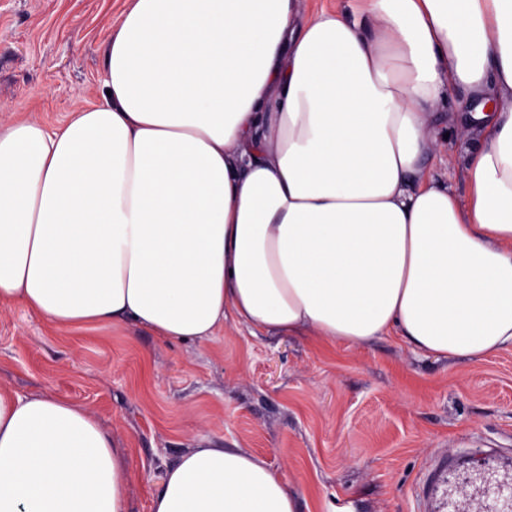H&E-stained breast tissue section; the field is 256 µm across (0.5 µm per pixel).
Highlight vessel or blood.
<instances>
[{
	"label": "vessel or blood",
	"instance_id": "vessel-or-blood-1",
	"mask_svg": "<svg viewBox=\"0 0 512 512\" xmlns=\"http://www.w3.org/2000/svg\"><path fill=\"white\" fill-rule=\"evenodd\" d=\"M447 455L428 463L415 496L424 512H512V469L490 465L468 486L449 483Z\"/></svg>",
	"mask_w": 512,
	"mask_h": 512
}]
</instances>
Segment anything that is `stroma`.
<instances>
[{
  "mask_svg": "<svg viewBox=\"0 0 512 512\" xmlns=\"http://www.w3.org/2000/svg\"><path fill=\"white\" fill-rule=\"evenodd\" d=\"M127 0H0V132L54 126L100 102L104 47ZM479 132L426 174L466 196ZM0 387L87 408L125 451L127 512H150L167 464L240 448L296 489L299 512H416L411 487L437 452L512 461V349L434 361L386 337L367 346L250 333L163 342L133 325L55 327L0 309Z\"/></svg>",
  "mask_w": 512,
  "mask_h": 512,
  "instance_id": "stroma-1",
  "label": "stroma"
}]
</instances>
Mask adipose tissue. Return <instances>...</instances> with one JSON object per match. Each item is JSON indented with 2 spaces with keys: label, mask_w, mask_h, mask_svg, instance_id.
<instances>
[{
  "label": "adipose tissue",
  "mask_w": 512,
  "mask_h": 512,
  "mask_svg": "<svg viewBox=\"0 0 512 512\" xmlns=\"http://www.w3.org/2000/svg\"><path fill=\"white\" fill-rule=\"evenodd\" d=\"M100 103L0 132V308L205 340L231 319L436 361L512 348V0H132ZM477 129L467 195L425 180ZM86 408L0 389V512H127ZM151 512H298L263 458L193 448ZM469 98V91L461 88L455 87L452 88L448 95V111L445 110L440 113L439 116H436L434 119V130L439 134L444 135L448 133V112H457V106L461 102H465Z\"/></svg>",
  "instance_id": "1"
}]
</instances>
